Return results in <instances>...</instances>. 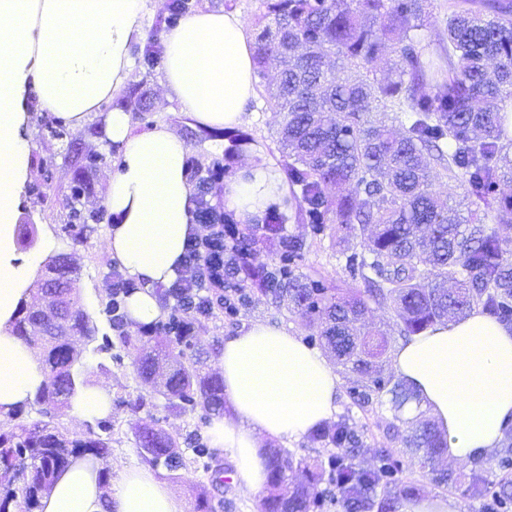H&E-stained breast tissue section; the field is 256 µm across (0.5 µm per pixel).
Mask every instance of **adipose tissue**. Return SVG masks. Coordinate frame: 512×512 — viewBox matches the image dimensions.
<instances>
[{"label": "adipose tissue", "instance_id": "adipose-tissue-1", "mask_svg": "<svg viewBox=\"0 0 512 512\" xmlns=\"http://www.w3.org/2000/svg\"><path fill=\"white\" fill-rule=\"evenodd\" d=\"M146 2L0 0V421L32 400L44 379L30 346L6 329L39 260L34 254L27 263L14 261V203L30 153L19 135L27 89L73 128L104 103L113 105L104 129L119 146L106 183L107 253L140 285L127 300L133 323L161 318L155 289L175 279L182 261L195 195L186 169L189 146L162 123L134 132L129 112L115 104L130 81L131 46ZM253 55L236 14L199 10L162 39L163 96L202 128L241 126L255 92ZM287 195L279 169L254 148L227 181L224 205L252 224ZM392 363L416 387L450 457H485L512 428V327L481 308L401 342ZM219 366L228 411L210 422L211 446L228 454L240 488L257 493L267 482L261 437L297 440L333 418L339 377L300 336L260 322L225 337ZM104 470L99 460L73 459L56 473L40 512H185L150 466L116 468L107 481Z\"/></svg>", "mask_w": 512, "mask_h": 512}]
</instances>
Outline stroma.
Listing matches in <instances>:
<instances>
[{"mask_svg": "<svg viewBox=\"0 0 512 512\" xmlns=\"http://www.w3.org/2000/svg\"><path fill=\"white\" fill-rule=\"evenodd\" d=\"M168 0H150V15L146 19L143 33L162 40L169 26L164 19L167 15ZM145 38L133 44L131 48L135 61L132 73L133 83L139 84L137 98L125 100L123 106L130 113L135 131L142 132L154 124H166L174 133L181 136L191 147L190 158L202 168H210L214 163L223 161L224 153L230 142L223 132H210L194 125L192 119L182 112L178 103L171 101L160 103L163 65H147L145 57ZM272 76H260L256 79L255 94L249 101L248 121L239 126V133L251 138L253 144L261 146L265 155L275 164H282L283 157L276 142V132L282 116L273 112L266 100V88L272 83ZM27 119L20 128L22 138L31 146L30 163L25 185L15 204L16 221L31 224L36 228L32 246L23 245L16 248L17 263L27 261L31 251H39L43 257L55 255L66 256L77 270L71 282L74 293L79 297L84 308L93 316L100 332H107L108 325L102 312L106 290L112 281V262L106 252L105 239L107 227L111 222L104 214L102 201L105 197V176L111 171L116 159L110 153V143L103 129V118H96L81 129L64 124L55 115H43L35 91H27L25 97ZM79 143L83 155L94 152L102 153L103 159L97 166L85 168L82 158L69 157L70 142ZM89 173L92 189L81 200L79 209L82 214L100 213L101 218L94 223L86 239L74 243L60 236L61 224L69 220L67 199L70 188L82 173ZM282 222L289 235L304 238L306 249L295 270L297 273L322 280L328 287L343 289L361 288L359 277L353 276L346 266L348 252H362L360 242H352L350 247H343L336 242L335 224H326L320 234H313L308 223L297 221L294 206L286 204L280 209ZM262 321L288 329L298 336H308L306 322L299 314L274 303L266 296H252L249 304L242 308L234 318L227 317L223 310H215L211 317L199 320L194 328L200 358L209 369H217L219 357L213 347L224 337L234 334L242 325ZM76 349L85 367L92 372L93 381L111 390L113 396L123 398L136 397L140 385L131 364L119 365L113 362L99 364L84 342H76ZM351 378L341 380L342 392L338 395L337 419L349 420L357 425L364 435V446L356 462L359 467L370 468L376 460L379 449L390 447L386 437V426L393 413L389 402H382L372 409L363 411L353 406L346 389L351 386ZM164 399H157L153 409L131 414L126 407L112 409V461L127 466L140 465L142 459L134 441V429L150 424L152 419H159L161 426L177 440H184L195 429L197 421L189 416L167 414ZM218 465L223 466L226 480L224 484L210 486L209 491L214 500L224 503V512H259L260 495L242 494L234 480L235 469L226 455L216 457ZM404 484L417 488L418 498L429 496L453 500L457 512H481L482 502L464 498L460 491L437 486L419 465L406 466L402 476Z\"/></svg>", "mask_w": 512, "mask_h": 512, "instance_id": "35a3bbf8", "label": "stroma"}]
</instances>
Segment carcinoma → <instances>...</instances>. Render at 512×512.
Instances as JSON below:
<instances>
[{
    "label": "carcinoma",
    "instance_id": "1",
    "mask_svg": "<svg viewBox=\"0 0 512 512\" xmlns=\"http://www.w3.org/2000/svg\"><path fill=\"white\" fill-rule=\"evenodd\" d=\"M254 65L275 80L267 102L283 114L277 132L287 180L299 187L293 199L313 231L325 221L364 243L367 254L346 257L364 289L331 292L319 280L303 278L294 265L304 240L288 238L278 260L260 261L259 239L278 241L279 214L266 211L260 233L250 224L230 228L253 277L233 284L238 300L258 292L306 319L309 340L323 345L344 372L362 382L347 389L367 409L390 396L393 421L387 434L401 450L379 451L370 470L356 468L362 434L345 421L316 431L312 441L327 455L310 464L283 448H265L267 494L260 512H368L379 487L401 485L403 458L418 461L439 486L457 487L460 477L435 468L448 444L435 425L419 419L403 429V408L417 399L414 388L382 365L388 341L360 333L371 305L391 309L400 335L467 315L474 307L512 325V194H495L512 184V146L503 142L500 103L512 89V0H454L443 37L422 44L417 31L430 0H261ZM390 56L387 75L374 64ZM395 114L398 132L371 112ZM448 173V196L433 187L432 172ZM461 188L486 208L463 214L449 201ZM76 273L65 256L49 257L38 282L53 305L67 311L50 324L34 305L21 302L11 332L35 344L44 380L32 402L15 410L12 426L0 427V469L24 472L0 491V512H38L56 470L79 453L100 458L112 448V417L95 420L99 433L68 437L61 418L93 381L72 345L78 337L116 364L132 358L142 386L165 400L176 414H193L200 424L224 409V380L181 355L195 350L194 325L185 304L167 289L159 298L166 318L136 327L125 303L135 289L109 288L103 313L110 332L98 327L70 288ZM456 284L453 289L446 283ZM39 418L28 422L26 409ZM142 459L175 472L185 466L179 442L160 424L135 432ZM193 462L212 471L216 452L194 430L184 440ZM500 478H483V461H471L462 495L487 502L486 512H512V441L492 457ZM308 470L305 484L288 486V471Z\"/></svg>",
    "mask_w": 512,
    "mask_h": 512
}]
</instances>
